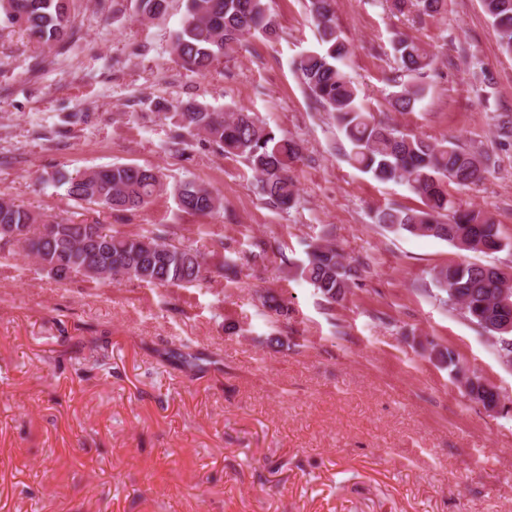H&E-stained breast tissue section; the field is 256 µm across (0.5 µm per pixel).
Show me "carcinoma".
<instances>
[{
    "mask_svg": "<svg viewBox=\"0 0 512 512\" xmlns=\"http://www.w3.org/2000/svg\"><path fill=\"white\" fill-rule=\"evenodd\" d=\"M392 12L408 6L432 16L444 10L446 0H385ZM74 0H0V23L17 26L51 49L73 35ZM484 14L495 28L501 49L512 54V0H481ZM138 12L149 20L163 17L168 0H138ZM320 48L295 61V68L310 96L319 103L349 144V163L377 182H402L421 201L420 208L388 207L376 213V223L391 232L433 237L454 248L489 254L512 246L504 241L494 217L487 211L463 209L448 186L468 188L487 173L490 157L463 148L458 142L405 134L376 119L359 102L360 90L349 73L352 50L334 22L335 0H308ZM278 36L268 0H186V15L175 33L171 54L185 68L205 74L221 59L239 52L247 37ZM395 60L408 75L422 77L431 70L433 56L419 42L400 36L393 42ZM417 83L399 84L389 94L397 112H411L424 98ZM172 144L182 143L180 130L205 135L226 157L244 160L256 174L261 194L269 203L290 208L296 196L292 165L301 157L296 140L249 112L221 113L188 103L175 108ZM497 137L512 141V115L495 117ZM68 196L76 201L110 209L132 210L151 202L163 188L162 176L153 168L113 164L75 177L60 175ZM180 207L197 214L223 208L218 192L194 182L176 188ZM0 224L24 227L17 239L22 252L35 258L57 260L59 269L80 272L88 267L116 275L129 262L150 272L144 282L162 287L200 285L210 278L206 257L190 244H174L162 227L126 235L102 224L55 223L53 239L45 238L46 222L33 212L0 197ZM300 275L331 303L345 299L358 277L356 266L331 243L310 246ZM435 297L472 324L497 339L498 352L512 358V273L493 265L456 262L429 272ZM429 358L459 376L462 367L451 349L433 341ZM464 395L483 405L500 403L493 385L478 377L467 384Z\"/></svg>",
    "mask_w": 512,
    "mask_h": 512,
    "instance_id": "cac0c4a2",
    "label": "carcinoma"
}]
</instances>
